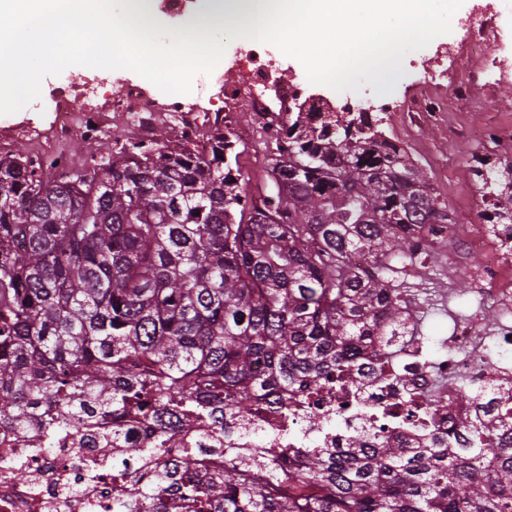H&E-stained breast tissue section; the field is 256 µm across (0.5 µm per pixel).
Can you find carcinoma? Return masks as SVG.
Returning a JSON list of instances; mask_svg holds the SVG:
<instances>
[{
	"mask_svg": "<svg viewBox=\"0 0 512 512\" xmlns=\"http://www.w3.org/2000/svg\"><path fill=\"white\" fill-rule=\"evenodd\" d=\"M207 138L203 155L158 127L148 144L87 148L58 179L0 154V437L116 444L152 421L131 450L148 512L169 494L188 512H512V451L480 439L481 419L468 448L222 447L271 400L382 357L399 291L354 252L383 273L420 246L397 226L455 220L418 167L391 170L398 147L363 116L291 114L257 197L232 134L214 123ZM202 426L218 447L184 440Z\"/></svg>",
	"mask_w": 512,
	"mask_h": 512,
	"instance_id": "1",
	"label": "carcinoma"
}]
</instances>
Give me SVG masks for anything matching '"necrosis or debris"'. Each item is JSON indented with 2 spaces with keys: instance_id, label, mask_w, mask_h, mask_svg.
<instances>
[{
  "instance_id": "4bbe7bcc",
  "label": "necrosis or debris",
  "mask_w": 512,
  "mask_h": 512,
  "mask_svg": "<svg viewBox=\"0 0 512 512\" xmlns=\"http://www.w3.org/2000/svg\"><path fill=\"white\" fill-rule=\"evenodd\" d=\"M463 29L461 37L448 46L449 58L466 60L476 72H492L498 80L512 78V43L502 37L497 12L472 14ZM489 44L498 48L490 59L484 54ZM236 72L234 88L225 90L224 95L246 105L249 120L242 123L228 115L224 122L237 142L251 147L263 159L272 153L279 129L302 101L305 90L298 83L275 76L267 47L254 40L248 41ZM74 92L86 102L79 118L74 116L69 100ZM106 92V80L97 77L64 86L47 85L41 98L54 104L52 128L56 135L62 139L98 137L118 116L137 140H148L153 127L165 122L178 138L190 141L197 152L207 153L208 143L200 135L201 114L193 105L172 99L160 110L131 85L113 97L112 110L106 113L96 104ZM457 142L467 158L477 157V148L483 145L489 148L494 164L512 168V139L497 130L462 127ZM426 245L444 275L467 252H480L484 258L472 290L477 309L466 315L449 311L453 334L447 351L437 356L438 370L425 364L417 322L408 320L386 343L398 370L397 384L384 382L375 361L364 356L350 368L346 385L324 393L316 409L298 406V392L289 393L285 404L295 415L287 439L293 447L343 448L354 431L362 429L373 440L396 438L407 447L421 448L432 437L458 429L462 420L474 418L496 422V446L512 447V370L504 366L512 359V237L499 214L482 210L464 229L450 227L447 235L427 240ZM485 305L494 307L499 316L491 331L481 319L480 309ZM478 342L494 350L496 362L469 356V348ZM460 376L477 384L475 397L460 391L456 384ZM424 395L432 396L436 408L423 423L395 420L405 398ZM143 440V430L135 426L128 431L124 447L118 449L101 447L93 436L82 432L38 454L14 444V452L26 457L28 478L17 480L13 468L0 466V512H112V471L107 464L113 456L141 447Z\"/></svg>"
}]
</instances>
